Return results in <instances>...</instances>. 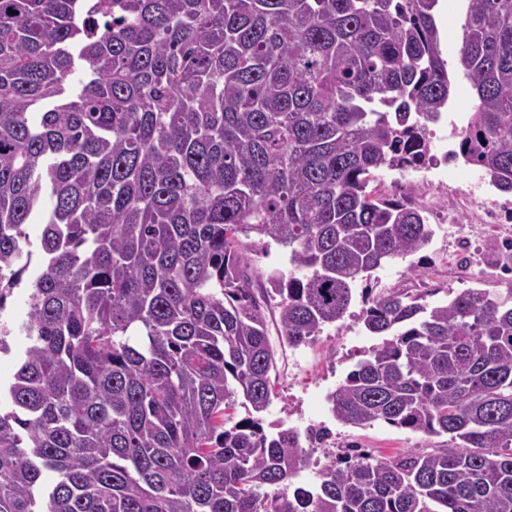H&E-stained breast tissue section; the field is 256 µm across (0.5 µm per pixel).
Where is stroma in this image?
<instances>
[{
	"label": "stroma",
	"instance_id": "obj_1",
	"mask_svg": "<svg viewBox=\"0 0 512 512\" xmlns=\"http://www.w3.org/2000/svg\"><path fill=\"white\" fill-rule=\"evenodd\" d=\"M466 4L452 0L439 4L436 21L442 39L443 56L448 61L452 80L448 100V119L466 124L474 100L469 86L457 69L462 41ZM478 181L483 198L497 201L502 210L512 212V193L491 186L481 171L464 160H457L447 178L426 188L415 189L413 198L432 195L450 209L448 221L432 227V237L414 257L416 270L409 263L396 261L378 269L370 282L373 292L407 291L424 295L429 304L447 301L449 291L468 288L484 290L505 297L512 293V244H504L499 225L487 223L481 200L461 205L459 196L471 181ZM361 299H354L345 318L329 326L323 335L307 347L294 350L278 347L276 370L271 375L274 397L263 414L264 428L278 426L306 429L326 426L332 432L325 450L313 453L322 460L325 452H340L348 445L367 448L373 455H395L413 448H438L441 436L412 432L376 421L360 427L344 426L335 421L326 400L353 365L360 349L377 344L359 319Z\"/></svg>",
	"mask_w": 512,
	"mask_h": 512
}]
</instances>
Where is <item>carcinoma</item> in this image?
<instances>
[{
    "instance_id": "cac0c4a2",
    "label": "carcinoma",
    "mask_w": 512,
    "mask_h": 512,
    "mask_svg": "<svg viewBox=\"0 0 512 512\" xmlns=\"http://www.w3.org/2000/svg\"><path fill=\"white\" fill-rule=\"evenodd\" d=\"M438 3L0 0V352L30 289L0 512H512V297L362 294L382 340L332 417L444 448L327 453L295 485L330 432L261 417L271 329L309 345L431 239L378 180L448 106ZM463 30L458 155L512 192V0H467ZM273 244L285 266L255 271Z\"/></svg>"
}]
</instances>
